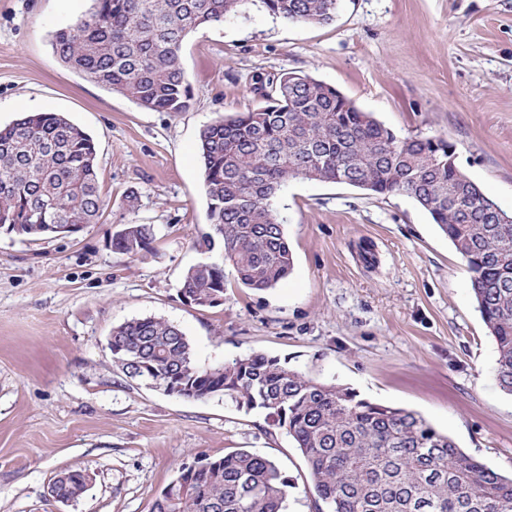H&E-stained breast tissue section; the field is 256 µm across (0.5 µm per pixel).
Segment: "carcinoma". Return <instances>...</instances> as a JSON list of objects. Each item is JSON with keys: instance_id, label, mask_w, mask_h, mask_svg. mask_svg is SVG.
<instances>
[{"instance_id": "carcinoma-1", "label": "carcinoma", "mask_w": 512, "mask_h": 512, "mask_svg": "<svg viewBox=\"0 0 512 512\" xmlns=\"http://www.w3.org/2000/svg\"><path fill=\"white\" fill-rule=\"evenodd\" d=\"M289 22L327 23L337 0H91L52 36L54 56L151 111L184 112L191 91L184 40L250 5ZM267 105L204 125L198 153L209 224L206 255L185 273L182 300L224 303L225 268L253 290L290 274L293 255L274 206L296 179L403 194L427 211L466 262L477 308L497 346L494 367L512 394V221L491 224L489 197L430 138L397 136L335 87L287 71ZM91 136L66 116L26 113L0 126V229L39 239L57 224H94L103 209ZM151 224H130L112 249L152 251ZM221 250L222 261L207 257ZM124 375L188 400L224 395L277 419L302 455L316 512H512V478L459 448L420 414L372 402L288 362L253 352L201 366L184 332L155 318L112 328ZM81 472L57 474V498L79 499ZM291 483L268 457L236 449L179 467L151 512H286Z\"/></svg>"}]
</instances>
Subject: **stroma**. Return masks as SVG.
<instances>
[{
    "label": "stroma",
    "instance_id": "35a3bbf8",
    "mask_svg": "<svg viewBox=\"0 0 512 512\" xmlns=\"http://www.w3.org/2000/svg\"><path fill=\"white\" fill-rule=\"evenodd\" d=\"M90 0H0V125L60 112L93 138L97 223L71 237L0 233V512H150L177 468L242 448L292 480L288 512H314L309 472L285 430L223 396L186 400L127 379L114 326L178 325L203 365L261 352L361 397L416 411L495 472L512 475V395L465 262L405 195L295 180L279 193L294 257L275 288L226 275L223 304L179 294L208 222L198 133L263 106L269 78L330 84L399 136L444 139L458 168L512 213V0H339L327 24L252 6L183 43L193 98L184 112L140 108L54 56L55 31ZM136 194L135 207L126 195ZM156 232L130 257L108 240ZM63 470L89 486L64 504ZM155 230L150 224H130L122 233L111 236L109 246L118 252L136 256L152 251Z\"/></svg>",
    "mask_w": 512,
    "mask_h": 512
}]
</instances>
